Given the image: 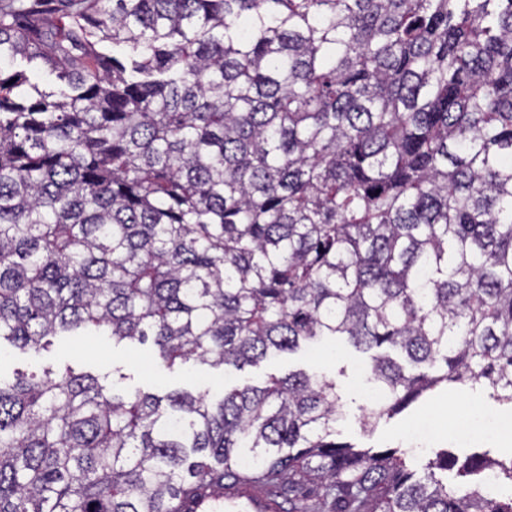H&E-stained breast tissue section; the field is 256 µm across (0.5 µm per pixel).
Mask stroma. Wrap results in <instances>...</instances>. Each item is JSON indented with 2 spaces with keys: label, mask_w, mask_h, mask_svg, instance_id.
Instances as JSON below:
<instances>
[{
  "label": "stroma",
  "mask_w": 512,
  "mask_h": 512,
  "mask_svg": "<svg viewBox=\"0 0 512 512\" xmlns=\"http://www.w3.org/2000/svg\"><path fill=\"white\" fill-rule=\"evenodd\" d=\"M152 354L151 344H118L106 336L59 338L38 353L6 345L0 347V377L13 378L18 371L49 369L59 373L69 369L102 380L117 378L128 391L189 389L216 396L228 384L260 386L272 376L316 372L335 380L342 395L346 416L336 426L340 441L359 448L401 447L407 465L417 470L442 449L460 458L475 452L496 460L512 457V436L489 428L492 421L512 412V404L497 400L478 384L441 390L401 414L381 420L374 430L364 429L362 387L371 356L342 341L326 340L320 350L304 346L240 370L193 361L169 369Z\"/></svg>",
  "instance_id": "1"
}]
</instances>
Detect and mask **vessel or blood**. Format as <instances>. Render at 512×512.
<instances>
[{"label": "vessel or blood", "mask_w": 512, "mask_h": 512, "mask_svg": "<svg viewBox=\"0 0 512 512\" xmlns=\"http://www.w3.org/2000/svg\"><path fill=\"white\" fill-rule=\"evenodd\" d=\"M271 487L246 480L222 492L202 491L184 498L180 512H279Z\"/></svg>", "instance_id": "obj_1"}]
</instances>
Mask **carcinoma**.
<instances>
[{
    "label": "carcinoma",
    "mask_w": 512,
    "mask_h": 512,
    "mask_svg": "<svg viewBox=\"0 0 512 512\" xmlns=\"http://www.w3.org/2000/svg\"><path fill=\"white\" fill-rule=\"evenodd\" d=\"M99 334L239 369L337 336L377 351L366 428L467 381L512 403V0H0V340ZM343 409L306 372L218 397L18 372L0 512L249 478L288 512H512L483 484L512 458L421 475L337 441ZM10 68L14 71H25L33 82H37L45 89H52L55 87V77L43 67L36 63H30L26 58L18 56L10 64Z\"/></svg>",
    "instance_id": "carcinoma-1"
}]
</instances>
